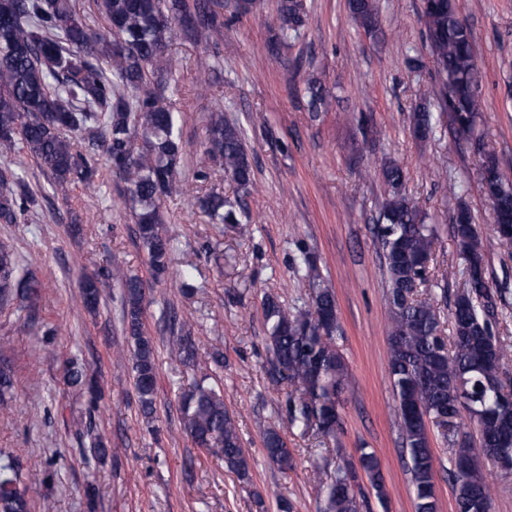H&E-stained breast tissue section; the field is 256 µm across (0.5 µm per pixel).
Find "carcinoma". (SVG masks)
Listing matches in <instances>:
<instances>
[{"label":"carcinoma","mask_w":512,"mask_h":512,"mask_svg":"<svg viewBox=\"0 0 512 512\" xmlns=\"http://www.w3.org/2000/svg\"><path fill=\"white\" fill-rule=\"evenodd\" d=\"M425 36L443 81L442 109L461 133L476 137L483 103L474 60L471 29L460 19L455 0H423ZM108 34L93 30L72 0H0V158L23 155L33 160L62 193L76 184L94 185L102 164L124 181L123 199L137 224L152 278L171 261V240L163 229V198L184 192L181 179L183 144L180 116L165 91L176 83L169 57L179 39L206 40L218 45L224 33L223 0H94ZM350 17L366 32L380 24L377 0H348ZM283 38L297 36L307 16L304 0H279ZM307 107L320 112L327 94L317 79L306 82ZM482 189L497 188L492 210L500 240L512 242V183L494 157L484 152ZM219 158L224 174L243 192L254 186V169L243 130L224 120V109L211 114L207 142L194 179L208 178L205 162ZM381 176L390 187L380 214L377 235L384 251L390 320L388 374L397 401L403 445L409 452L415 512H437L429 424L453 448L454 461L476 458L471 436L461 431L462 413L477 414L482 455L504 472H512V387L498 373L508 349L493 332L495 302L485 276V255L468 209L459 206L453 234L465 265L463 290L451 309L452 334H442V321L430 299L419 296L426 280L435 228L409 200L402 186L403 167L385 162ZM35 203L23 177L10 166L0 167V223L17 224ZM213 224H231L250 233L249 219L237 200L220 192L200 199ZM309 293L298 307H286L276 296L264 298L265 344L271 353L272 381L288 384L283 410L288 428L306 436L331 438L340 426L341 394L348 366L336 348L341 333L336 296L313 272L303 254ZM197 267L179 272L182 292L194 294ZM120 288L123 320L129 340V361L143 418L156 412L155 344L144 331L145 300L152 282L124 272L117 264L86 276L80 285L83 306L92 310L101 289ZM43 283L31 265L0 244V308L14 303L32 309ZM178 356L197 362L189 336L175 341ZM68 382L87 396L90 408L97 388L86 369L72 363ZM183 430L194 443L224 463L240 478L249 475V458L233 414L221 392L202 381L181 398ZM267 458L280 470L293 465L280 427L265 431ZM323 489L321 512H359L369 495L385 498L384 477L377 456L360 449L357 460L334 470L313 460ZM457 512H489L491 498L484 475L453 472ZM39 472L21 479L11 456L0 458V512H29L38 500L42 512H53L42 492Z\"/></svg>","instance_id":"obj_1"}]
</instances>
